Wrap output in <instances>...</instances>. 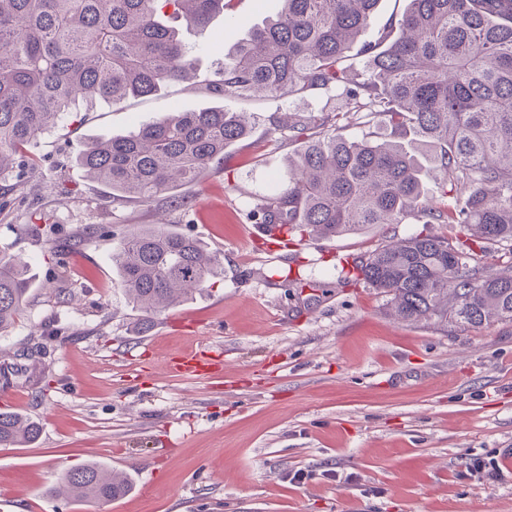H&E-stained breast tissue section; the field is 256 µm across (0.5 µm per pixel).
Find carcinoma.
Returning <instances> with one entry per match:
<instances>
[{"mask_svg": "<svg viewBox=\"0 0 512 512\" xmlns=\"http://www.w3.org/2000/svg\"><path fill=\"white\" fill-rule=\"evenodd\" d=\"M232 0H0V179L32 160L40 139L77 107L144 96L194 69L173 16L204 27ZM378 0H283L275 18L224 55L213 90L283 99L334 91V113L288 119V157L279 191L257 204L269 234L355 233L368 224H457L452 239L420 233L357 262L406 322L472 327L512 322V0H408L389 23L395 35L364 43L359 69L348 52ZM372 116L380 139L343 134ZM245 112L220 107L171 112L126 136L85 144L75 157L86 177L141 201L195 181L249 131ZM444 174L441 194L423 192L424 163ZM505 247L496 272L485 244ZM112 267L150 324L224 276L220 255L163 227L121 236ZM27 262L0 251V335L26 306ZM39 423L0 412V446L35 441ZM126 476L96 463L68 470L45 494L108 502Z\"/></svg>", "mask_w": 512, "mask_h": 512, "instance_id": "cac0c4a2", "label": "carcinoma"}]
</instances>
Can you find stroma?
Wrapping results in <instances>:
<instances>
[{"instance_id":"35a3bbf8","label":"stroma","mask_w":512,"mask_h":512,"mask_svg":"<svg viewBox=\"0 0 512 512\" xmlns=\"http://www.w3.org/2000/svg\"><path fill=\"white\" fill-rule=\"evenodd\" d=\"M281 8L233 0L206 27L181 26L194 78L68 113L38 143L36 166L0 180V250L34 275L0 335V365L43 349L0 376V390L19 394L0 410L40 425L34 442L0 447L11 512H512V322L399 320L339 264L423 231L452 237L457 225H371L282 248L252 215L296 148L272 141L273 118L338 103L321 90L281 100L210 91L229 47ZM212 106L256 121L195 182L141 202L78 178L84 144ZM155 224L220 253L224 276L146 327L112 252L124 232ZM191 348L222 353L223 375L170 373L167 360ZM477 455L501 460L503 479L466 475ZM89 462L124 473L129 493L106 504L44 496Z\"/></svg>"}]
</instances>
